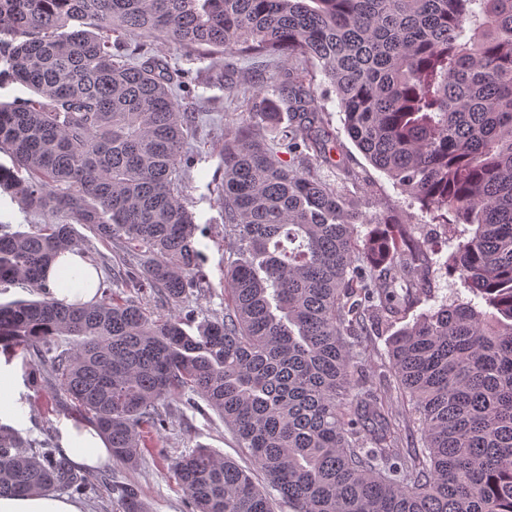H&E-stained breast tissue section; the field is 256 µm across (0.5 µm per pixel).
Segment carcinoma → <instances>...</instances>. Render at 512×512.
Wrapping results in <instances>:
<instances>
[{
	"label": "carcinoma",
	"mask_w": 512,
	"mask_h": 512,
	"mask_svg": "<svg viewBox=\"0 0 512 512\" xmlns=\"http://www.w3.org/2000/svg\"><path fill=\"white\" fill-rule=\"evenodd\" d=\"M117 39H112V36ZM162 37L212 60L288 52L284 147L333 165L314 91L333 86L345 130L431 213L472 226L442 255L409 224L366 219L347 189L277 157L242 126L224 135L217 191L237 258L224 311L154 317L99 284L93 304L54 299L43 269L93 241L122 251L112 281L175 306L203 287L199 227L176 175L189 127L185 74L150 54ZM3 76L32 97L0 102V189L28 229L0 224V347L44 350L112 456L134 465L166 427L168 399L201 398L266 476L199 445L173 466L192 512H512V0H0ZM374 229L361 238L357 225ZM92 234L79 245L77 227ZM423 266L473 299L443 303L389 338L412 401L407 447L385 395L358 375L349 338L377 314L406 317L398 277ZM404 290L399 295L398 290ZM69 348L49 356L61 338ZM85 492L48 443L0 423V496Z\"/></svg>",
	"instance_id": "cac0c4a2"
}]
</instances>
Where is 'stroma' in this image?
Returning <instances> with one entry per match:
<instances>
[{
    "label": "stroma",
    "instance_id": "1",
    "mask_svg": "<svg viewBox=\"0 0 512 512\" xmlns=\"http://www.w3.org/2000/svg\"><path fill=\"white\" fill-rule=\"evenodd\" d=\"M150 49L171 68L194 77L189 94L181 100L189 112L192 128L187 148L197 161L190 173L187 193L195 222L203 229L196 241L202 268L211 286L208 290L195 292L188 305L197 312L208 314L224 307V268L235 258L233 241L224 235L221 200L209 184L220 164L219 151L224 144L225 132L249 125L259 140L270 147L280 148L288 127L287 118H280L274 123L252 124L249 115L251 102L244 99L243 92L251 88L255 77L260 76L264 79V98L276 101L281 63L276 59L265 62L238 59L234 80L242 92L230 95L217 86L197 80V73L206 71L208 63L196 58L188 48L168 40L154 39L150 42ZM314 88L327 110V130L335 143L333 157L336 165L320 168V177L340 184L345 173H353L356 181L351 184L350 191L364 216H378L390 223L411 224L415 226L417 236L432 242L441 241L444 237L442 226L436 224L419 204L413 203L384 172L373 167L351 141L344 129L336 95L327 80L317 77ZM410 277L424 284L415 312L429 310L444 299L466 301L470 298L456 278H439L418 270L411 272ZM355 343L359 351V367L374 386L385 391L389 410L399 418L407 432H416L412 405L399 391L389 372L387 334L359 336ZM10 367L13 384L0 392V407L7 414V423L24 438L36 443L54 442L64 429L82 425L83 420L73 401L55 377L43 374L39 387L33 388L26 380L24 358L13 359ZM163 410L167 416L166 428L153 443L142 449L136 466L116 460L86 472L90 490L82 495L81 500L88 512H124L119 489L128 485L138 489L143 512H188L187 496L176 483L172 466L199 443L236 460L241 466H250L249 456L239 448L234 433L215 412L194 413L175 401L165 403Z\"/></svg>",
    "mask_w": 512,
    "mask_h": 512
}]
</instances>
